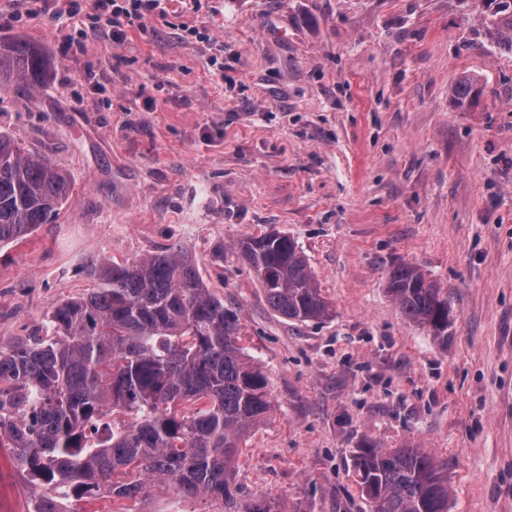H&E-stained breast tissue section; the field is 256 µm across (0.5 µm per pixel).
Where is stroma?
<instances>
[{"label":"stroma","instance_id":"1","mask_svg":"<svg viewBox=\"0 0 512 512\" xmlns=\"http://www.w3.org/2000/svg\"><path fill=\"white\" fill-rule=\"evenodd\" d=\"M0 0V41L41 46L42 89H0V131L73 182L59 214L0 246V351L92 291L93 262L168 245L194 256L268 375L272 409L240 443L244 501L374 512L358 448H422L451 512H512V53L466 0H168L116 42ZM224 42L213 65L193 31ZM480 94L458 106L455 84ZM277 230L305 253L332 316L268 305L237 245ZM223 261H214L216 250ZM410 264L448 294V343L387 292ZM39 489L0 446V512ZM130 512H222L156 485Z\"/></svg>","mask_w":512,"mask_h":512}]
</instances>
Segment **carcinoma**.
<instances>
[{
	"instance_id": "carcinoma-1",
	"label": "carcinoma",
	"mask_w": 512,
	"mask_h": 512,
	"mask_svg": "<svg viewBox=\"0 0 512 512\" xmlns=\"http://www.w3.org/2000/svg\"><path fill=\"white\" fill-rule=\"evenodd\" d=\"M485 36L512 52V0H475ZM50 62L21 37L0 41V88L41 87ZM460 105L478 96L461 79ZM71 177L46 152L0 132V245L32 233L62 206ZM270 307L296 323L332 314L304 253L279 231L239 243ZM99 287L54 306L46 337L0 351V437L16 468L42 488L32 512L64 501L149 495L150 482L219 499L224 512H274L238 498L244 435L270 412L268 380L244 354L235 315L212 295L188 251L174 244L129 264L91 267ZM387 292L410 322L448 343V296L419 269L394 267ZM358 485L375 512H449L442 468L420 448L366 445Z\"/></svg>"
}]
</instances>
